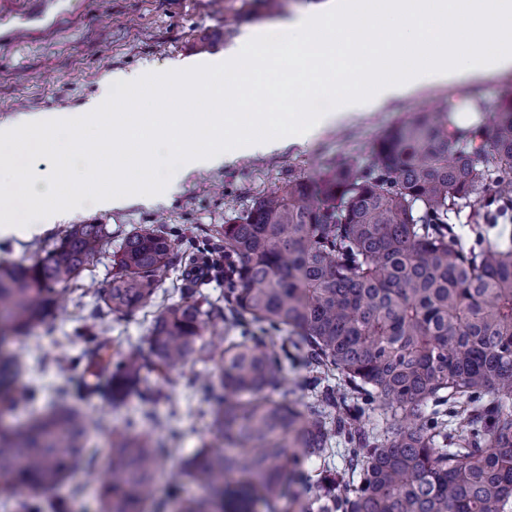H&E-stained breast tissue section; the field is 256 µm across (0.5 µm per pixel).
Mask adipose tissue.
Masks as SVG:
<instances>
[{"label":"adipose tissue","mask_w":512,"mask_h":512,"mask_svg":"<svg viewBox=\"0 0 512 512\" xmlns=\"http://www.w3.org/2000/svg\"><path fill=\"white\" fill-rule=\"evenodd\" d=\"M278 38L287 60L263 57L265 37L251 31L223 60L113 80L111 98L91 115L104 156L85 157L77 193L47 196V174L30 163L39 155L68 162L71 136L84 125L77 113L1 124L0 158L11 165L0 170V238L42 232L89 194L102 208L153 204L160 167L173 184L192 171L311 141L418 89L510 70L512 0H322L281 26ZM352 67L367 71L364 83L343 80ZM176 83L204 104L192 124L153 107L152 93ZM279 89L290 101L311 96L330 106L299 108L285 123L259 107L241 111L245 96ZM132 97L141 101L134 111L126 107Z\"/></svg>","instance_id":"adipose-tissue-1"}]
</instances>
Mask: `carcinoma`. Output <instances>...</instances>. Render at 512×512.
<instances>
[{
  "label": "carcinoma",
  "instance_id": "obj_1",
  "mask_svg": "<svg viewBox=\"0 0 512 512\" xmlns=\"http://www.w3.org/2000/svg\"><path fill=\"white\" fill-rule=\"evenodd\" d=\"M511 209L512 95L486 126L458 127L448 105L384 132L362 167L344 159L314 182L288 181L225 222L224 297L180 289L150 321L145 354L110 351L102 332L54 360L73 376L71 401L0 428V491L15 512H61L45 493L97 465L81 402L100 391L115 406L152 401L144 371L166 381L212 362L216 375L194 382L224 450L199 448L181 470L203 494L184 499L175 484L154 499L172 448L149 416L146 430L112 435L97 512H297L288 475L308 463L318 512H512V244L470 243L454 226L467 210L479 235ZM111 246L107 225L72 224L32 263L0 267V345L45 324L58 286ZM176 262L171 233H129L92 316L143 308ZM226 325L239 335L224 346L206 337ZM295 339L315 372L305 406L273 397ZM24 368L0 350L10 409L40 392L15 387ZM377 409L374 433L365 419ZM337 439L341 473L330 466Z\"/></svg>",
  "mask_w": 512,
  "mask_h": 512
}]
</instances>
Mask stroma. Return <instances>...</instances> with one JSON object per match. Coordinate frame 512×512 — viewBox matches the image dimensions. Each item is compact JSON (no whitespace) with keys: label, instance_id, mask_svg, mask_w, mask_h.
I'll return each mask as SVG.
<instances>
[{"label":"stroma","instance_id":"1","mask_svg":"<svg viewBox=\"0 0 512 512\" xmlns=\"http://www.w3.org/2000/svg\"><path fill=\"white\" fill-rule=\"evenodd\" d=\"M318 0H0V123L23 114L51 110L81 111L116 73L141 69L164 70L181 60L223 57L247 31L278 28ZM512 93V70L476 82L440 85L417 91L384 109L325 130L312 144L292 146L270 154H256L208 170L190 173L179 187L151 205L104 210L87 204L44 233L0 244V264L30 263L46 244L70 224H104L120 244L130 232L165 224L175 236L182 262L163 279L157 302L128 317L90 320L96 296L112 278V255L97 256L83 271L74 292L64 294L61 306L47 324L19 337L12 348L31 366L20 386H39L38 397L15 410L0 407V423L17 425L52 401L64 402L66 374L52 365L54 356L77 355L78 330L106 331L113 347H144L149 320L160 300L177 296L188 278H195L210 299L224 294V271L206 266L201 243L220 249L224 223L248 211L261 195L295 178H314L337 159L348 157L365 164L382 133L416 110L438 109L448 101L469 100L480 123H488L498 100ZM205 364H190L173 374L174 386L162 388L154 401L131 398L112 406L104 394L87 399L83 409L96 422L87 446L104 459L113 432L127 420L153 413L167 421L174 437L173 456L155 485L154 496L166 498L179 478V461L202 444L221 447L211 433V414L202 395L189 387Z\"/></svg>","mask_w":512,"mask_h":512}]
</instances>
